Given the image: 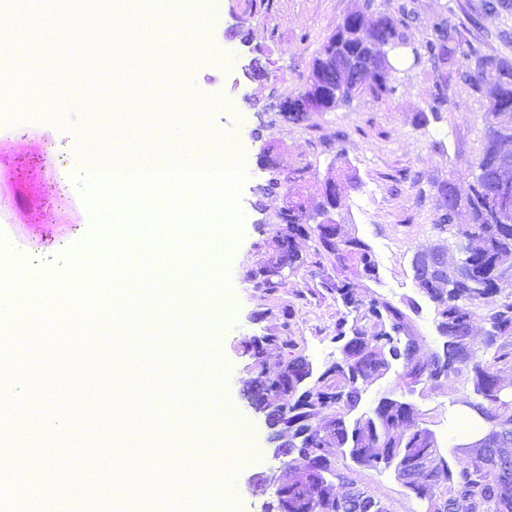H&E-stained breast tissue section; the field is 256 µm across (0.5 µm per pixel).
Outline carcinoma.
Masks as SVG:
<instances>
[{
	"label": "carcinoma",
	"instance_id": "carcinoma-1",
	"mask_svg": "<svg viewBox=\"0 0 512 512\" xmlns=\"http://www.w3.org/2000/svg\"><path fill=\"white\" fill-rule=\"evenodd\" d=\"M373 7L374 0H364L363 8L347 14L323 38L312 60L336 78L327 87L344 106L363 95L383 100L395 92L394 79L382 72L371 38L406 41L410 10L404 5L394 12ZM460 45L457 25L449 17L437 16L429 36L414 48V62L430 65L436 75L435 93L426 111L438 115L448 104L449 88L462 82L486 98L488 112L506 121L486 129L478 159L484 173L473 178L466 199L470 223L453 224L448 206L437 209L433 228L448 234L460 254L448 266V280L428 282L419 273L414 277L419 291L434 305L436 331L442 337L441 349L430 360L422 362L418 357L425 343L408 313L376 292L363 293L345 276L356 266L368 279H376L375 255L366 242L340 224L336 239L326 238L320 225L306 223L308 213L297 191L288 194V212L281 215L277 237L288 238V265L305 263L293 248L294 240L311 239L315 257L328 256L336 262L340 276L326 288L345 308L336 323L342 358L318 374L302 355L291 356L278 372L270 373L263 344L252 341L248 346L259 368L253 383L267 393V405L288 415V428L306 433L298 443H288L291 459L284 477L288 488L302 492L306 460L323 464V497L315 503L316 512H352L347 507L351 502L359 512H388L349 471H337L338 448L346 449L357 466H392L399 478L427 452L433 455L429 479L403 483L416 499L434 501L444 512H512V466L498 462L512 456V400L498 395L504 373L512 371V294L503 296L500 288L501 281L512 277V223H495L498 210L512 202V185H500L493 164L494 142L512 138V61L496 54L478 55L470 70L460 72L454 69ZM478 318L486 329L476 348L471 331ZM393 370L392 389L370 411L351 418L368 387ZM450 378L463 380L470 410L487 430L480 437L483 447L455 444L445 457L427 421L397 392L420 384L435 388ZM285 396L288 403H280ZM335 479L340 481L337 491L333 490Z\"/></svg>",
	"mask_w": 512,
	"mask_h": 512
}]
</instances>
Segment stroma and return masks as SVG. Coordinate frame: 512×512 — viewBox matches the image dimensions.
Returning <instances> with one entry per match:
<instances>
[{"instance_id":"35a3bbf8","label":"stroma","mask_w":512,"mask_h":512,"mask_svg":"<svg viewBox=\"0 0 512 512\" xmlns=\"http://www.w3.org/2000/svg\"><path fill=\"white\" fill-rule=\"evenodd\" d=\"M363 0H223L219 21L208 33L205 54L184 62H170V84L186 82L192 91L221 97L208 109L204 122L208 135L229 139L249 159L239 207L243 214L237 242H225L222 254L203 278L220 287L212 295L214 311L221 320L214 340L203 351L217 353L216 370L221 377L209 430L224 434V408L232 406L247 426L244 444L249 461L235 464L229 489L238 512H262V497L249 488L252 475L275 471L287 458L269 443L270 431L262 415L243 397L257 368L249 341L264 342L269 371H277L292 353L304 355L314 371L335 363L340 356L335 340L336 323L343 313L325 284L336 277L332 258L312 262L310 239L299 238L295 250L304 266L285 270L277 288L255 287L251 276L277 250L278 213L292 186H299L307 206L321 198L326 178L336 176L340 163H347L357 178L335 213L337 222L364 240L377 260V279L361 274L349 278L360 288H371L399 306L414 304L412 319L425 339L421 359H428L442 346L435 328L433 304L413 280L411 260L423 245L435 242L433 219L441 202L438 185L452 183L459 196H467L471 169L481 153L488 125V102L462 83L448 90L449 104L428 123L419 114L435 91L429 66L414 64L413 47L429 34L430 17L451 9L460 25L461 52L456 65L467 68L469 53H495L512 60V9L489 14L482 0H375L378 10L391 11L407 4L414 17L405 31L406 46L396 73L394 94L385 100L364 95L332 112H312L305 120L282 121L266 108L271 98L294 97L305 91L310 63L323 37ZM86 12L81 0L67 7L40 14L41 31L36 51L42 65L57 67V52L65 42L63 29L83 23ZM103 32L96 42L86 76L95 78L112 70L121 52L123 35L113 28L111 12L100 14ZM251 37L269 60L265 79L247 80L243 70L253 55L242 43ZM141 99L163 100L150 72H142L136 85ZM133 87V88H136ZM133 88L99 87L97 108L104 140H111L113 124H124V108L132 101ZM11 100L0 99V220L12 251L24 259L27 278L48 281L49 294L59 295V277L70 273L82 284L87 265L109 255L89 233L92 213L75 176L80 159L75 143L93 115L68 111L61 120L44 117L35 121L10 122L5 118ZM266 124L264 139L252 131ZM26 147L15 148L16 138ZM274 149L280 166L271 172L261 167L259 157ZM278 178L277 195L260 197L258 189ZM76 249L75 264L65 254ZM59 352L50 363L37 364L15 379L0 376V396L12 399V411L0 417V512H139L140 500L127 497L113 479L130 455L119 432L121 412L114 397L122 386L106 391L97 402H87L80 391L91 382V373L113 368L112 349L92 342L89 358L77 363L61 330ZM467 392L462 381H448L437 389L417 388L404 399L422 413L434 431L441 453H448L457 438L452 431L455 413ZM184 404L167 406V424L141 432V448L168 446V464H185L191 453L172 433L169 422L187 416ZM337 468H350L359 485L380 498L388 512H424L390 468L350 466L345 453H338ZM82 478L79 497L61 505L55 486L65 470ZM37 481H30V474Z\"/></svg>"}]
</instances>
